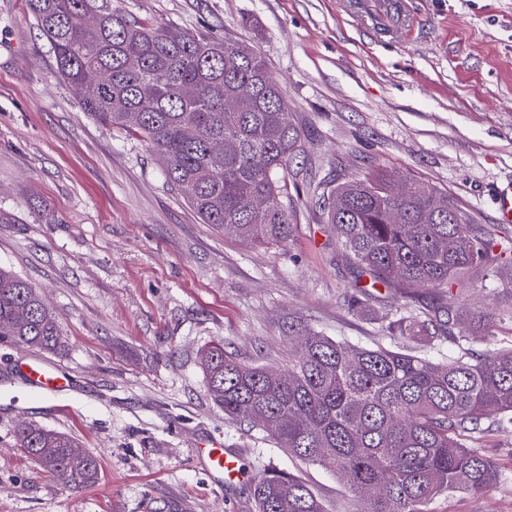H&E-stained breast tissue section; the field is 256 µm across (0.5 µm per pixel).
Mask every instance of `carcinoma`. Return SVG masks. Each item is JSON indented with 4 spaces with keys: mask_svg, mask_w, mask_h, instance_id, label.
<instances>
[{
    "mask_svg": "<svg viewBox=\"0 0 512 512\" xmlns=\"http://www.w3.org/2000/svg\"><path fill=\"white\" fill-rule=\"evenodd\" d=\"M51 45L59 78L80 92L81 109L111 129L132 132L161 155L169 181L191 187L205 224L265 247L287 242L288 165L301 147L280 90L252 46L175 28H153L97 0H27ZM232 102L233 107L225 106ZM234 143L226 152L224 142ZM384 174L356 177L323 195L339 249L389 285L398 279L433 293L432 312L405 310L392 337L429 346L446 339L458 355L429 359L367 348L312 331L279 370L243 363L214 343L201 356L211 399L225 419L257 423L299 460L336 472L359 512H429L453 493L484 496L494 463L468 446L476 434L512 424V347L474 350L512 323V297L490 313L443 298L484 271L498 293V239L474 223L448 192L417 180L405 196ZM257 197L268 207L251 208ZM0 336L55 351L61 330L36 289L0 267ZM20 448L62 484L94 483L98 463L73 440L38 424L19 427ZM256 512H323L299 477L267 465L251 482Z\"/></svg>",
    "mask_w": 512,
    "mask_h": 512,
    "instance_id": "cac0c4a2",
    "label": "carcinoma"
}]
</instances>
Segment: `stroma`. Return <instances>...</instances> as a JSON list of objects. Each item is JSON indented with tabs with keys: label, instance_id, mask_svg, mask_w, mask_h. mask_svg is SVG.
<instances>
[{
	"label": "stroma",
	"instance_id": "stroma-1",
	"mask_svg": "<svg viewBox=\"0 0 512 512\" xmlns=\"http://www.w3.org/2000/svg\"><path fill=\"white\" fill-rule=\"evenodd\" d=\"M398 34L371 38L344 0H112L153 27L255 46L301 128L288 166L293 235L255 249L200 221L148 142L81 112L26 0H0V266L27 280L62 332L55 351L0 336V512H254L250 476L299 475L325 512H357L335 472L302 463L211 401L201 351L287 368L295 316L333 339L402 347L394 300L427 290L371 285L336 248L311 197L326 178L383 172L448 191L512 240L494 195L512 183V0H408ZM35 357L69 381L42 393ZM34 422L98 462L73 489L19 447ZM240 451L247 480L215 478L211 441ZM472 445L497 466L485 496H441L430 512H512V428Z\"/></svg>",
	"mask_w": 512,
	"mask_h": 512
}]
</instances>
